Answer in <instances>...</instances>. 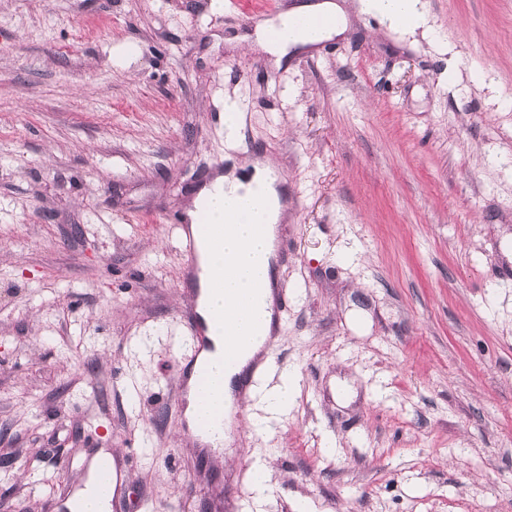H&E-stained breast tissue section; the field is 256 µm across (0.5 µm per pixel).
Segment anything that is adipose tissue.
<instances>
[{"mask_svg":"<svg viewBox=\"0 0 512 512\" xmlns=\"http://www.w3.org/2000/svg\"><path fill=\"white\" fill-rule=\"evenodd\" d=\"M383 19L402 29H416L426 22L422 0H367ZM306 14L342 16L337 0H306L279 15L258 35L259 44L276 59L289 50L303 48L338 34L336 26L315 33L301 28L290 31L292 21ZM252 174L244 178L236 172L217 175L198 192L208 206L210 223L223 227L219 241L204 244L207 267L223 280L224 287L207 300V307L229 315L233 324L225 331L221 351L209 361L210 390L204 399L189 398L188 420L224 414V431L235 422L231 380L241 367L262 350L271 334L274 294L270 276L276 260L278 224L284 204L274 166L266 160L252 163ZM297 386L293 372H283L273 387L250 390L260 403L258 412L248 417L249 428L258 434L268 431L287 412Z\"/></svg>","mask_w":512,"mask_h":512,"instance_id":"adipose-tissue-1","label":"adipose tissue"}]
</instances>
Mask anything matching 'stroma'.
<instances>
[{
    "instance_id": "obj_1",
    "label": "stroma",
    "mask_w": 512,
    "mask_h": 512,
    "mask_svg": "<svg viewBox=\"0 0 512 512\" xmlns=\"http://www.w3.org/2000/svg\"><path fill=\"white\" fill-rule=\"evenodd\" d=\"M303 2L0 0V512H50L100 448L124 512H512V0H423L413 32L345 0L322 45L251 42ZM262 155L288 310L261 380L298 387L199 483L167 217Z\"/></svg>"
}]
</instances>
